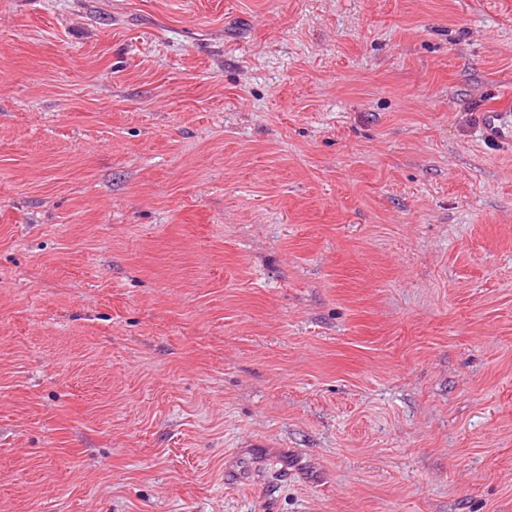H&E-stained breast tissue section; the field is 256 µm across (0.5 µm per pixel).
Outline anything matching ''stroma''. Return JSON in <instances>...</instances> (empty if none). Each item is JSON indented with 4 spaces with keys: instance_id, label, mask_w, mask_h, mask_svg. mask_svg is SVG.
Masks as SVG:
<instances>
[{
    "instance_id": "obj_1",
    "label": "stroma",
    "mask_w": 512,
    "mask_h": 512,
    "mask_svg": "<svg viewBox=\"0 0 512 512\" xmlns=\"http://www.w3.org/2000/svg\"><path fill=\"white\" fill-rule=\"evenodd\" d=\"M512 0H0V512H512ZM482 139L491 145L512 146V102L483 108L477 113Z\"/></svg>"
}]
</instances>
